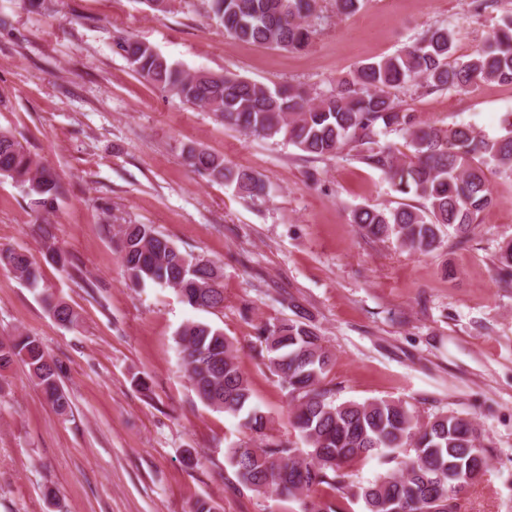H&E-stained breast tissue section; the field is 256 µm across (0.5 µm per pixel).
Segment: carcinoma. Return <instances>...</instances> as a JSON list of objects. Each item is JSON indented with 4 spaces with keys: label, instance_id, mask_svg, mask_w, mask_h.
I'll list each match as a JSON object with an SVG mask.
<instances>
[{
    "label": "carcinoma",
    "instance_id": "cac0c4a2",
    "mask_svg": "<svg viewBox=\"0 0 512 512\" xmlns=\"http://www.w3.org/2000/svg\"><path fill=\"white\" fill-rule=\"evenodd\" d=\"M209 18L232 38L269 48L305 49L314 32L317 0H207ZM455 25L433 26L399 53L364 63L331 90L311 95L300 84L267 86L229 71H189L152 46L126 38L118 47L133 70L151 85L183 102L214 113L224 124L266 139H281L314 158H337L345 149L381 171L394 192L423 206L358 207L351 222L380 241L430 253L453 229L469 237L479 215L493 206L492 169L512 170V122L498 139L471 126L437 127L402 108L391 90L418 82L432 92L470 93L481 84L512 85V12L482 39L468 59L450 61ZM402 134L408 152L381 140ZM186 164L213 182L227 184L243 198L267 195L252 170L229 166L202 148L182 150ZM0 176L20 185L35 212H50L65 191L11 134L0 131ZM116 249L135 286L165 285L195 309L224 307L219 267L182 252L151 224H123ZM0 268L29 287L42 281L40 267L23 249L0 248ZM52 316L74 327L79 316L66 302L46 299ZM258 327L259 355L287 392L300 448L272 433L268 417L252 401L236 348L224 331L189 322L177 332L186 373L209 407L241 419L246 441L225 457L238 482L299 504V512H460L462 495L488 469L478 425L453 413L424 420L408 402L372 399L337 404L325 379L335 355L324 345L306 309ZM22 361L61 417L71 413L60 367L33 336L0 341V369ZM381 456L385 472L366 485L353 480L358 466Z\"/></svg>",
    "mask_w": 512,
    "mask_h": 512
}]
</instances>
